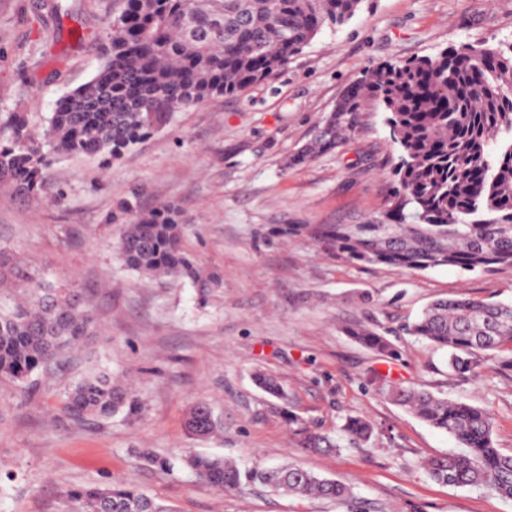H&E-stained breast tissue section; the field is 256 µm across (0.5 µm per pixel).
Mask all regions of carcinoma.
I'll return each mask as SVG.
<instances>
[{
    "label": "carcinoma",
    "instance_id": "1",
    "mask_svg": "<svg viewBox=\"0 0 512 512\" xmlns=\"http://www.w3.org/2000/svg\"><path fill=\"white\" fill-rule=\"evenodd\" d=\"M103 38L95 74L59 97L47 125L35 132L26 113L0 116V182L37 199L55 155H82L103 163L165 126L171 113L233 95L261 82L301 52L325 26L341 27L364 0H120ZM381 110L398 148L397 186L380 220L365 224H284L286 236L306 235L323 253L347 263L387 265L403 271L455 266L467 272L512 269V50L484 41L446 48L434 56L386 63L353 83L314 138L290 164L334 150L362 112ZM119 251L126 265L149 277L198 278L197 263L180 234L171 205L147 212L127 201ZM20 283L26 299L0 307V377L24 383L56 367L95 327L84 289L74 280L49 282L0 261V279ZM407 334L446 352L448 369L512 371V301L441 299L406 327ZM358 344L396 359L399 348L369 326L346 328ZM255 384L270 396L286 393L269 376ZM378 384L377 392L447 433L461 451L427 460L434 480L482 487L512 500V454L495 446L493 415L417 387ZM76 417H110L141 410L137 395L112 384L108 372H92L68 392ZM187 431L208 437L217 422L207 403L190 412ZM343 438L298 429L305 448L336 451L359 447L374 425L348 417ZM203 484L219 492L243 481L272 492L346 504L351 488L294 464L249 471L205 454L183 459ZM68 512H174L130 483L66 489Z\"/></svg>",
    "mask_w": 512,
    "mask_h": 512
}]
</instances>
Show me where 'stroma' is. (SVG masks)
Returning <instances> with one entry per match:
<instances>
[{
	"label": "stroma",
	"mask_w": 512,
	"mask_h": 512,
	"mask_svg": "<svg viewBox=\"0 0 512 512\" xmlns=\"http://www.w3.org/2000/svg\"><path fill=\"white\" fill-rule=\"evenodd\" d=\"M0 0V113L26 112L41 130L56 100L101 63L100 35L115 0ZM474 40L512 47V0H366L345 26L324 28L300 53L233 96L173 113L168 125L110 167L55 158L38 200L0 183V253L44 279L87 290L96 325L82 348L25 384L0 380V512H66L73 486L132 482L176 512H512L482 488L434 481L423 460L455 451L454 440L376 395L373 374L488 409L498 448L512 452V373L449 372L444 352L401 328L432 301L466 296L512 300V270L476 274L452 266L407 272L346 263L281 224H362L388 207L397 161L384 116L361 113L338 147L313 160H285L313 136L348 87L379 65ZM140 189L139 206L172 204L183 245L220 285L149 278L120 259V225L107 218ZM354 324L398 337L386 360L347 336ZM103 369L133 380L138 416L76 418L66 394ZM273 376L286 400L258 388ZM207 402L219 426L196 439L186 420ZM339 435L346 417L378 428L371 444L332 455L299 446L286 414ZM175 459L149 466L140 452ZM203 453L248 469L294 463L348 483L344 506L282 495L252 483L230 492L202 484L181 463Z\"/></svg>",
	"instance_id": "1"
}]
</instances>
